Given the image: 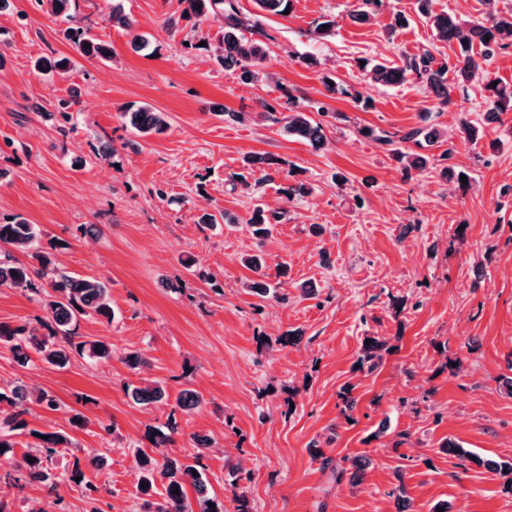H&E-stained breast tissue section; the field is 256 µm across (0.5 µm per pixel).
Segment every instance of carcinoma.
<instances>
[{
  "label": "carcinoma",
  "mask_w": 512,
  "mask_h": 512,
  "mask_svg": "<svg viewBox=\"0 0 512 512\" xmlns=\"http://www.w3.org/2000/svg\"><path fill=\"white\" fill-rule=\"evenodd\" d=\"M186 13L203 16L214 12L224 21V68L238 69L241 77L252 81L260 73V66L266 59L263 43L241 35L242 22L238 18L233 0H185ZM491 5L482 17L464 21L451 14H436L431 9V0H418L419 10L428 21L440 41L459 42L460 51L451 65L438 63L431 51L427 50L417 59L399 66L396 64L376 63L368 71L369 79L375 85H400L413 75L425 89L443 100H448V71H453L457 83L465 85L477 78L487 80V88L492 92L488 107L482 113V122L493 123L501 115L512 112V89L493 85L489 79L487 67L500 49L512 46V12L500 14L492 8L495 0H486ZM382 5V0H359L350 13L356 22L367 21L371 14ZM69 38L86 56L106 59L109 50L99 40L83 29L69 33ZM90 48H84V44ZM479 50H474V47ZM122 117L141 135L160 134L168 128L167 115L150 107H141L133 112H124ZM285 133L298 136L317 147L324 143L325 133L321 124L313 122L303 112L288 115L283 126ZM445 137V133L434 129L411 128L398 136L401 143L412 142L416 145L425 141L436 144ZM398 162L404 164V171L426 168L429 159L420 154L392 150ZM285 211L267 213L255 210L248 220L252 234L264 241L271 234V227L280 222ZM42 232L38 225L30 224L19 216L0 222V287L23 288L36 291L42 287L45 292V308L49 320L41 323L45 332L25 325L10 327L0 324V346L8 349L13 359L21 366L30 362V353L52 366L63 368L70 364L72 356L77 354L89 360L107 359L112 354L111 345L102 339L80 340L76 336V325L81 317L93 318L101 323H112V299L109 288L95 279L77 278L52 259L41 242ZM16 250L30 257L23 262L11 253ZM45 279V284H36L33 276ZM383 344L373 339L364 346L361 363L368 364L374 370L382 359ZM167 396L164 385L150 382L132 390L135 404L149 406L162 402ZM37 403L50 409L57 406L55 398L42 390L37 393L21 385H15L6 391L0 390V404L5 403L15 409L0 418V446L12 448V438L27 428L24 415L28 413L26 404ZM201 404L200 394L192 389H184L177 397V406L186 414L196 410ZM39 443L25 455V466L17 474L6 473L5 478L20 488L27 484H36L50 492L57 491L58 482L52 474L51 464L59 448H65L71 441L58 432L40 433ZM167 436L154 440L157 456L141 453L136 458V486L140 493L142 512H224V502L210 494L203 474L197 471V464H189L171 457L160 450ZM35 462L30 463L28 459ZM368 461L362 458L350 460V466H336L339 475H349L351 482L360 480ZM162 483L165 498L161 502L152 500L157 483ZM191 486L196 493L198 510H193L186 492Z\"/></svg>",
  "instance_id": "cac0c4a2"
}]
</instances>
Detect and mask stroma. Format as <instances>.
Instances as JSON below:
<instances>
[{"label":"stroma","instance_id":"35a3bbf8","mask_svg":"<svg viewBox=\"0 0 512 512\" xmlns=\"http://www.w3.org/2000/svg\"><path fill=\"white\" fill-rule=\"evenodd\" d=\"M122 5L132 28L112 24L108 0H71L59 15L31 0L0 5V221L18 215L66 240L60 264L108 284L115 311L112 324L77 326L111 343L106 361L23 367L0 348L1 387L20 382L58 402L30 404L29 431L0 456V474L21 468L35 432L74 442L53 460L57 492L0 481V502L8 512H140L134 453L153 452L173 415L167 453L199 458L226 512L238 470L251 474L253 512H391L399 486L409 512L439 502L512 512V476L484 466L512 462V113L471 143L458 124L486 108L483 80L449 83L444 101L412 80L372 84L359 66L428 48L451 64L458 42L436 39L417 0H385L364 23L349 17L356 0H292L285 15L235 0L267 49L262 77L247 82L219 61L220 16L183 19V0ZM70 28L90 30L111 60L81 54ZM137 34L148 47L135 49ZM62 56L68 71L34 67ZM143 105L167 114L166 133L141 137L124 123L121 112ZM298 111L324 126L322 146L283 132ZM425 125L448 140L427 148L425 169L404 171L385 139ZM256 154L267 163L246 165ZM300 180L311 192L286 201L283 188ZM257 206L286 211L261 245L248 224ZM206 212L238 222L199 224ZM257 252L277 297L248 287L241 258ZM47 315L41 296L0 287V323L35 327ZM290 332L297 341L278 344ZM369 338L388 346L373 371L357 365ZM129 351L147 367L127 368ZM154 380L170 402L134 405L126 385ZM187 387L202 396L188 415L173 401ZM196 433L211 448L197 451ZM448 439L473 459L443 452ZM92 452L106 455L103 468L88 466ZM358 456L371 460L360 483L332 471ZM77 461L95 502L69 479Z\"/></svg>","mask_w":512,"mask_h":512}]
</instances>
